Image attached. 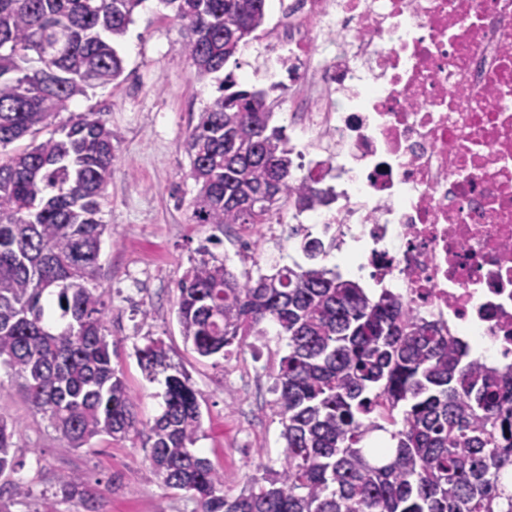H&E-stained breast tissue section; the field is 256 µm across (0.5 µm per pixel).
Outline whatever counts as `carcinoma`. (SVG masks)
<instances>
[{
	"label": "carcinoma",
	"mask_w": 512,
	"mask_h": 512,
	"mask_svg": "<svg viewBox=\"0 0 512 512\" xmlns=\"http://www.w3.org/2000/svg\"><path fill=\"white\" fill-rule=\"evenodd\" d=\"M165 2L188 31L182 50L196 80L217 82L186 138L197 187L188 222L258 236L288 204L298 213L329 204L318 182L294 181L264 91L220 77L265 25L267 0ZM142 3L0 0V367L74 449L140 430L94 286L117 135L94 111L52 119L123 76L117 42ZM25 137L30 146L6 151ZM176 314L203 358L262 338L267 324L288 340L273 386L284 457L235 497L224 493V470L194 451L200 393L162 340L135 347L148 379L165 385L163 410L145 426V479L191 494L196 512H512V366L481 365L400 297H372L315 265L237 275L212 255L179 280ZM375 432L388 446L367 447ZM22 447L21 426L0 416L10 493L0 512L31 496L13 478ZM57 488L99 512L82 475L59 476Z\"/></svg>",
	"instance_id": "obj_1"
}]
</instances>
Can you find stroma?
I'll use <instances>...</instances> for the list:
<instances>
[{
	"label": "stroma",
	"mask_w": 512,
	"mask_h": 512,
	"mask_svg": "<svg viewBox=\"0 0 512 512\" xmlns=\"http://www.w3.org/2000/svg\"><path fill=\"white\" fill-rule=\"evenodd\" d=\"M267 15L265 31L242 47L225 70L241 87L266 90L270 124L284 128L288 88L271 90L264 70V51L275 37V6H268ZM182 41L181 26L162 0H144L121 45V83L91 90L73 111L102 113L118 135V161L103 215L112 231L102 239L97 283L106 292V325L116 344L112 365L136 396L140 420L153 421L162 411L164 386L145 377L134 346L147 335L164 341L170 363L185 371L204 396L196 452L223 469L225 490L234 496L247 477L261 475L264 466H279L283 458L282 425L270 403L287 342L274 336L265 344L251 339L228 357H199L185 343L177 321V283L191 261L200 259L204 246L236 273L258 268L271 274L289 260L303 264L307 258L265 239L242 248L231 230L210 245L211 228L189 223L186 207L193 182L186 137L216 85L196 81ZM141 303L148 317L136 312ZM0 414L22 425L24 466L19 476L32 490L13 512H84L78 501L56 493L57 476L70 471L84 474L99 497V512H193L189 494L145 480V435L121 441L103 437L89 448L67 447L48 420L33 412L18 380L1 369Z\"/></svg>",
	"instance_id": "stroma-1"
}]
</instances>
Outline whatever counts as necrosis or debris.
I'll return each instance as SVG.
<instances>
[{
  "label": "necrosis or debris",
  "instance_id": "obj_1",
  "mask_svg": "<svg viewBox=\"0 0 512 512\" xmlns=\"http://www.w3.org/2000/svg\"><path fill=\"white\" fill-rule=\"evenodd\" d=\"M302 228L512 362V0H276Z\"/></svg>",
  "mask_w": 512,
  "mask_h": 512
}]
</instances>
